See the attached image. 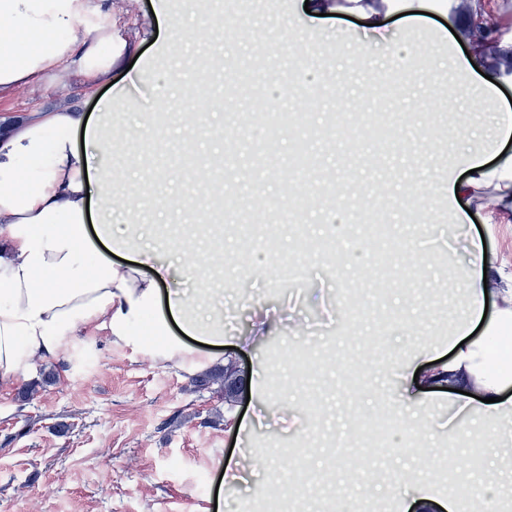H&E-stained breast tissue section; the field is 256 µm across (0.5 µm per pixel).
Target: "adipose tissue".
<instances>
[{
	"instance_id": "1",
	"label": "adipose tissue",
	"mask_w": 512,
	"mask_h": 512,
	"mask_svg": "<svg viewBox=\"0 0 512 512\" xmlns=\"http://www.w3.org/2000/svg\"><path fill=\"white\" fill-rule=\"evenodd\" d=\"M95 38H88V31ZM130 50L112 31L111 0H0V98L45 78L76 76L91 89H123L112 81L124 70ZM151 113L118 132L107 112L90 117L79 104L58 105L20 116L0 115V382L29 366L61 364L66 343L92 331L114 345H135L157 362L194 372L220 359L224 324L180 289L159 295L158 285L174 271L212 283L209 259L193 243L167 244L181 255L171 265L143 242L119 239L109 224L88 236L92 207L130 206L118 197L112 158L122 139L151 132ZM512 135V113H500L496 138L471 156L472 172L449 189L466 196L497 179L496 203L512 212V156L488 167L486 154ZM128 252L127 264L112 253ZM465 311L448 342L455 352L438 378L467 386L482 376L484 397L512 410V287L499 289L505 307L489 342L469 343L470 324L485 311L484 249L474 245L461 273ZM149 324H142L144 314Z\"/></svg>"
}]
</instances>
